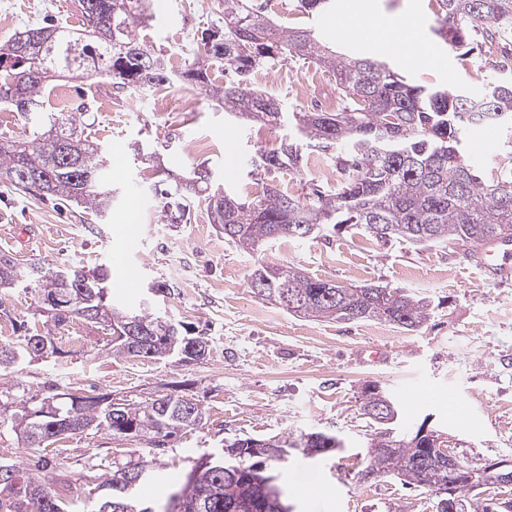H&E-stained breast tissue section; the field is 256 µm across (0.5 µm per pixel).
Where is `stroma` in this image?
Listing matches in <instances>:
<instances>
[{
  "label": "stroma",
  "mask_w": 512,
  "mask_h": 512,
  "mask_svg": "<svg viewBox=\"0 0 512 512\" xmlns=\"http://www.w3.org/2000/svg\"><path fill=\"white\" fill-rule=\"evenodd\" d=\"M336 4L334 11L311 16L300 11L298 0H288L271 16L279 25L313 31L333 48L387 62L416 85L480 97L491 82H512V59L500 53L503 45L512 46V31L505 40L465 55L432 33L431 0ZM153 5L166 7L168 19L150 21L140 28L139 39L166 63L183 69L195 59L202 38L224 25V0H153ZM355 12L417 18L431 46L428 58L415 61L337 32V17ZM48 21L81 30L77 0H0V45ZM261 72L255 88L281 99L291 112L337 97L330 74L298 59L269 64ZM60 84L71 104L88 103L85 133L106 151L125 156L128 168L111 174L112 210L96 225L89 215L59 211L52 201L0 185V251L13 253L24 266L106 267L115 280L124 273L136 277L135 294L112 285L114 303L129 309L149 303L159 316L205 335L210 352L192 363L116 355L110 327L75 318L56 332V355L23 363L13 379L31 396L49 395L51 385L59 383L116 402L138 404L171 395L199 404L202 424L169 439L158 454L166 479L151 484L148 493L157 512H164L170 494L196 462L224 441L293 430L332 432L347 445L345 452L313 463L292 459L280 466L293 512H435L431 496L399 481L358 479L356 452L369 431L360 410L361 392L369 384L395 398L406 427L417 428L428 418L433 427L458 439L453 454L463 464L480 468L512 459V282L487 281L465 251L383 242L352 227L316 239L280 240L249 254L225 240L205 206H196L182 221H164V202L150 190L161 175L134 160L133 143L152 145L176 172L208 168L213 191L256 196L270 184L299 196L316 184L335 187L342 176L329 160L320 172L303 166L257 174L246 164L227 175V155L238 153L247 160L256 150L275 148L290 126L236 120L215 100L178 81L144 91L123 90L105 79L64 78ZM188 97L196 100L190 112L181 107ZM198 140L210 142L211 150L196 152L192 144ZM463 151L485 171L512 172V133L495 122L468 129ZM119 252L128 259L127 271L113 263ZM260 263L293 265L311 277L344 284L401 288L425 298L430 316L414 332L380 321L293 316L252 293L250 274ZM158 281L175 285L174 295L152 294L150 287ZM37 302L33 285L0 294V344L15 340L19 323L41 328L45 318ZM375 348L387 352L390 362L357 361V351ZM452 394L468 410L466 424L453 422L448 414ZM142 448V443L94 428L66 436L44 452L58 476L53 490L63 497L98 499L113 464L137 458Z\"/></svg>",
  "instance_id": "obj_1"
}]
</instances>
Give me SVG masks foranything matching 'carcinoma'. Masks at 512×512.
<instances>
[{"instance_id": "1", "label": "carcinoma", "mask_w": 512, "mask_h": 512, "mask_svg": "<svg viewBox=\"0 0 512 512\" xmlns=\"http://www.w3.org/2000/svg\"><path fill=\"white\" fill-rule=\"evenodd\" d=\"M86 0H78L84 36L90 46L61 27L49 23L28 28L0 46V59L11 65L0 67V109L19 112L28 123V134L19 140L0 142V184L26 193L21 175L49 177L44 197L77 207L97 219L112 208V185L97 144L84 136L77 107L62 112L44 107L48 82L54 77L89 79L106 77L120 88H159L170 82L163 57L137 42L139 26L153 18L151 0H97L98 13L91 18ZM432 30L451 49L473 42L471 35L512 26V0H435ZM308 15L321 14L333 0H298ZM203 57L224 64L236 79L222 86L209 83L207 68L194 61L183 74L187 85L197 87L224 106V111L252 122L279 124L283 117L279 99L248 83L252 72L271 61L308 60L317 69L332 74L341 108L336 112L299 109L292 113L296 130L282 139L279 147L260 151L253 159L255 170L272 172L298 167L303 145L331 152L336 169L345 179L336 190H313L303 199L276 187H268L255 198L221 193L207 196L210 221L224 228V239L251 253L278 239H314L331 228L356 227L369 236L388 241L399 239L413 244L438 245L452 250L476 247L500 236L512 237V172L487 178L469 163L461 147L467 127L477 119L512 123V84L491 83L488 93L478 99L468 94L414 85L386 64L367 57L336 52L316 40L312 31L278 26L256 0H224V35L217 42L203 43ZM45 73L34 91L28 109L19 108L9 96L12 86L31 67ZM210 181L199 169L189 178L167 173L155 186L165 199L162 213L175 207L183 219L194 198ZM72 268L30 264L24 268L6 253L0 254V289L9 291L25 279L38 287L43 303L59 300L64 312L51 315L43 329L28 331L11 344L0 345V372H8L25 361L57 353L55 331L74 317L103 322L120 331L112 343L117 354L162 360L182 356L185 339L191 337L183 324L155 315L150 308L119 309L110 299L109 273L105 269L83 273L84 284L74 285L61 275H73ZM249 287L261 299L284 310V299L298 301L297 316L325 321H380L407 331L421 328L429 318V304L411 293L380 284H343L308 276L292 266L259 264L250 275ZM156 336L144 352L127 349L125 326ZM57 400L49 411L40 403L26 405L10 390H0V427L20 431L29 454L52 445L62 435L55 426L79 416L84 427H93L114 437L146 440L156 448L165 439L203 420L200 406L180 398L161 396L134 405L135 431L121 432L112 419L107 397L77 394L75 389L58 388ZM397 417L376 423L367 445L357 453L360 465L385 463L382 477H394L401 484L425 493L448 483L447 464L428 462L414 444L412 431L399 427L402 411L394 403ZM305 431L280 436L281 446L295 456L315 444L304 439ZM243 469L228 471L216 461L185 481L188 491L183 512H226L224 488L237 491L235 499L246 504L257 495L268 502L265 512L288 503L285 497L266 494L252 483L249 470L256 460L244 455ZM156 459L143 457L116 466L104 483L107 493L95 502L91 512H149L139 490L155 472ZM39 474L25 476L12 464L0 462V509L3 512H71L74 503L52 492L56 481L48 464ZM502 484L484 482L462 490V512H512L497 508V489Z\"/></svg>"}]
</instances>
